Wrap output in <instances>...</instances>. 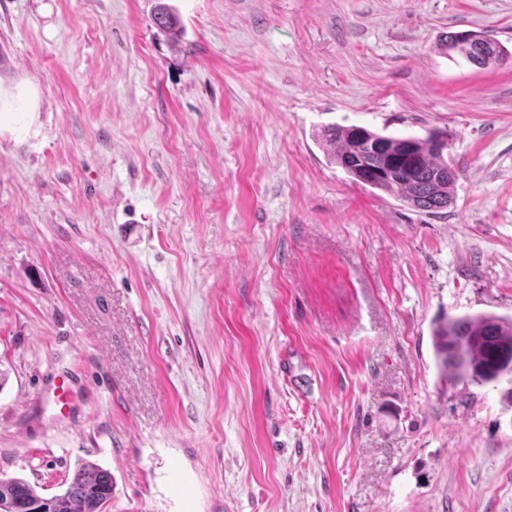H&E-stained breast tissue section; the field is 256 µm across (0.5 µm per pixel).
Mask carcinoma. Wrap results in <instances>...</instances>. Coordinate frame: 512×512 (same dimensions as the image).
<instances>
[{
	"label": "carcinoma",
	"instance_id": "1",
	"mask_svg": "<svg viewBox=\"0 0 512 512\" xmlns=\"http://www.w3.org/2000/svg\"><path fill=\"white\" fill-rule=\"evenodd\" d=\"M152 21L177 41L182 24L174 8L156 6ZM487 46L494 58L508 51L498 42L474 31L449 32L442 45L469 60L476 45ZM317 141L328 158L355 183L397 196L409 206L428 214L448 209L459 170L443 158L445 142L434 136L393 137L359 126L326 125ZM432 347L441 376L449 383L497 385L512 375V318L480 313L439 318L432 326ZM110 470L83 463L73 473L65 491L45 497L23 478L0 480V504L13 512H103L111 499Z\"/></svg>",
	"mask_w": 512,
	"mask_h": 512
}]
</instances>
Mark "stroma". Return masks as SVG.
I'll list each match as a JSON object with an SVG mask.
<instances>
[{"label": "stroma", "mask_w": 512, "mask_h": 512, "mask_svg": "<svg viewBox=\"0 0 512 512\" xmlns=\"http://www.w3.org/2000/svg\"><path fill=\"white\" fill-rule=\"evenodd\" d=\"M0 0V479L105 512H512V409L435 319L512 317V0ZM438 133L430 215L316 133ZM75 393L59 408L49 392ZM152 21L155 26L174 41H178L182 34V24L174 8L166 3L156 6ZM477 44H484L487 46L488 51L484 47H477V51L475 55L478 59V63H483L482 67L487 66H495L500 63L491 62L486 66V62L490 61L492 55L497 61L501 57L502 60H505L508 56V51L500 45L498 42L485 37L484 35L474 32V31H457V32H448L445 35L444 40L442 41V45L444 48L448 49V51H453L465 58L470 62V59L473 54V50ZM490 53V55H489ZM36 103V93L29 87H17L14 91L0 88V112L3 110H18L33 112ZM113 478L110 470L95 463H83L73 473L65 491L52 497L38 493L23 478L0 480V504L6 502L12 512H103L111 499ZM36 506L34 510H27Z\"/></svg>", "instance_id": "stroma-1"}]
</instances>
